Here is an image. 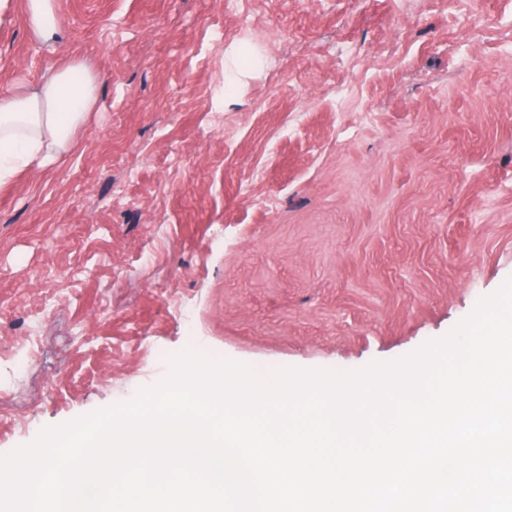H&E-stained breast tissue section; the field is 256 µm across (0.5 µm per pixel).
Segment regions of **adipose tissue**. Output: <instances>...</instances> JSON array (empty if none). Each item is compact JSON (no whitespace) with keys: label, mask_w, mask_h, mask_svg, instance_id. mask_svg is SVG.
I'll return each mask as SVG.
<instances>
[{"label":"adipose tissue","mask_w":512,"mask_h":512,"mask_svg":"<svg viewBox=\"0 0 512 512\" xmlns=\"http://www.w3.org/2000/svg\"><path fill=\"white\" fill-rule=\"evenodd\" d=\"M79 67L62 64L25 91L0 97L1 183L31 166H52L67 152L98 93L94 75L73 79Z\"/></svg>","instance_id":"ef3b65f1"}]
</instances>
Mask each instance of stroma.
<instances>
[{"mask_svg": "<svg viewBox=\"0 0 512 512\" xmlns=\"http://www.w3.org/2000/svg\"><path fill=\"white\" fill-rule=\"evenodd\" d=\"M0 11V96L98 101L0 185V457L192 351L352 372L512 279V0H59ZM25 8L35 33L45 42L54 40L57 32L56 0H27Z\"/></svg>", "mask_w": 512, "mask_h": 512, "instance_id": "obj_1", "label": "stroma"}]
</instances>
